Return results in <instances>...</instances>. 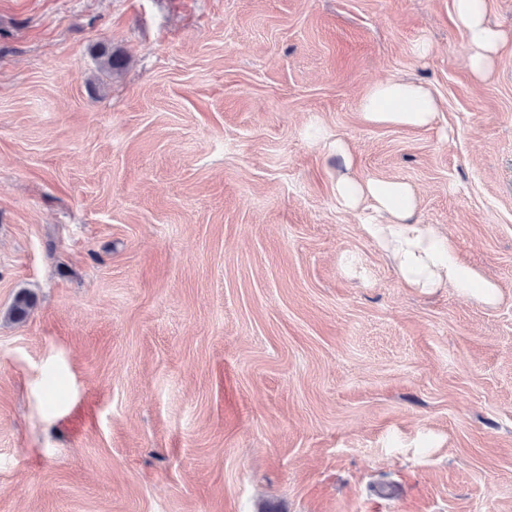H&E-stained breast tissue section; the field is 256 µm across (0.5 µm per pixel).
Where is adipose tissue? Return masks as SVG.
<instances>
[{
	"label": "adipose tissue",
	"mask_w": 512,
	"mask_h": 512,
	"mask_svg": "<svg viewBox=\"0 0 512 512\" xmlns=\"http://www.w3.org/2000/svg\"><path fill=\"white\" fill-rule=\"evenodd\" d=\"M453 11L467 32L470 69L476 77H485L494 58L512 43V35L491 23L487 0H453ZM439 110L429 87L403 78L375 84L361 104L363 120L373 126L426 128L435 123ZM327 146L345 166L333 187L338 203L364 212L363 230L392 258L405 287L448 286L485 303L496 302V284L462 263L447 237L418 223L419 197L412 185L359 177L352 172L354 158L343 140L328 141Z\"/></svg>",
	"instance_id": "obj_1"
}]
</instances>
